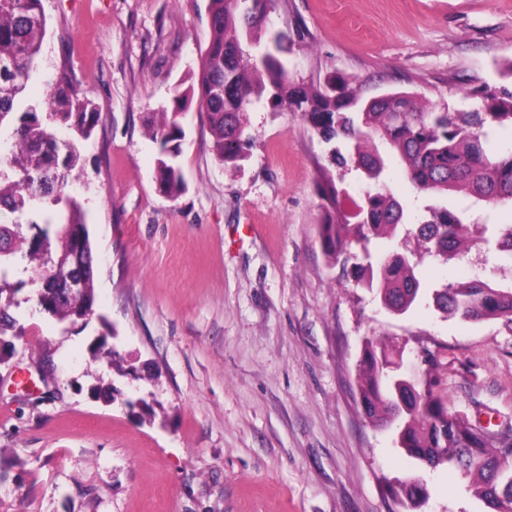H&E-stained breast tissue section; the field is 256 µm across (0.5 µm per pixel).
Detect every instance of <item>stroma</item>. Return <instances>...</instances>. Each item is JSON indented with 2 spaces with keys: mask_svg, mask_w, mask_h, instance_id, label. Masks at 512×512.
Masks as SVG:
<instances>
[{
  "mask_svg": "<svg viewBox=\"0 0 512 512\" xmlns=\"http://www.w3.org/2000/svg\"><path fill=\"white\" fill-rule=\"evenodd\" d=\"M47 36L23 98L40 103L62 56L100 112L68 191L83 205L95 313L73 325L28 285L0 347V512H405L392 487L426 485L421 512H481L457 476L418 469L361 415L366 338L430 373L451 413L512 426V322H466L433 305L381 308L317 239L330 148L294 112L256 105L251 155L213 152L204 114L183 120L184 188L162 194L151 113L190 85L209 43V0H43ZM303 25L296 80L339 72L363 96L398 90L459 108L512 59V0H277L271 29ZM468 222L512 224L465 193ZM495 258L478 244L419 269L430 288ZM121 362L93 361L100 343ZM138 395L150 413H133Z\"/></svg>",
  "mask_w": 512,
  "mask_h": 512,
  "instance_id": "obj_1",
  "label": "stroma"
}]
</instances>
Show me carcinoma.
Instances as JSON below:
<instances>
[{
    "mask_svg": "<svg viewBox=\"0 0 512 512\" xmlns=\"http://www.w3.org/2000/svg\"><path fill=\"white\" fill-rule=\"evenodd\" d=\"M276 0H209L210 38L196 83L175 90L172 111L150 121L159 145L160 191L173 196L184 188L178 165L185 137L181 119L197 101L205 114L217 158L233 166L246 160L244 116L262 99L300 115L325 143L332 160L358 173L361 202L348 211V191L322 168L316 179L318 238L326 257L353 281L380 295L382 306L403 315L425 297L417 276L424 256L445 261L467 253L470 243L512 255V224H471L444 203L450 192H465L494 208L512 205V149L489 148L493 127L512 124V88L486 86L465 97L470 112H452L422 101L413 92H391L371 100L343 75L297 81L285 53L290 37L269 34L264 45L252 34L267 24ZM47 34L42 0H0V213L14 215L0 224V335L15 325L9 308L25 284L14 279L17 253L27 260L22 272L38 284L36 306L60 321L93 314L95 264L82 204L66 193L80 160L79 142L99 121L95 107L79 96L70 63L59 67L43 106L21 108V94L37 75ZM74 132L58 137L55 128ZM400 165L416 194L427 199L424 220L406 235L414 247L403 253H372L373 240L390 241L406 226L403 204L388 185L385 157ZM83 266L78 292L67 288L74 266ZM434 305L464 321L506 318L512 322V267L496 266L464 284L449 283L432 293ZM400 363L368 339L359 365L363 417L373 426L399 423L395 443L420 466L458 473L486 512L512 507V428L489 435L448 405L430 379L413 382L398 373ZM417 504L427 498L420 480L393 488Z\"/></svg>",
    "mask_w": 512,
    "mask_h": 512,
    "instance_id": "1",
    "label": "carcinoma"
}]
</instances>
